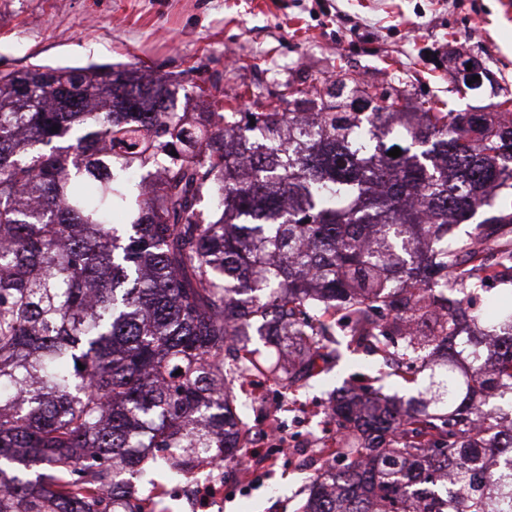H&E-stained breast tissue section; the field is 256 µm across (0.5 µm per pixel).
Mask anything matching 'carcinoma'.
<instances>
[{
    "label": "carcinoma",
    "instance_id": "cac0c4a2",
    "mask_svg": "<svg viewBox=\"0 0 512 512\" xmlns=\"http://www.w3.org/2000/svg\"><path fill=\"white\" fill-rule=\"evenodd\" d=\"M178 87L0 74V512H121L100 487L153 449L239 466L230 385L311 386L335 334L426 386L404 411L338 393L296 512H512V348L489 342L512 339V296L473 307L512 284V113L355 88L299 112L288 84L231 122L179 111ZM256 323L288 364L249 348Z\"/></svg>",
    "mask_w": 512,
    "mask_h": 512
}]
</instances>
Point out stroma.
Returning <instances> with one entry per match:
<instances>
[{"label": "stroma", "mask_w": 512, "mask_h": 512, "mask_svg": "<svg viewBox=\"0 0 512 512\" xmlns=\"http://www.w3.org/2000/svg\"><path fill=\"white\" fill-rule=\"evenodd\" d=\"M483 62L480 88H463L449 55ZM142 67L181 80L178 107L200 111L196 86L255 112L254 95L286 83L311 95L341 81L376 84L411 105L453 98L454 107L494 111L512 99V7L507 0H0V73L33 66ZM379 377L386 394L415 389L382 360L342 349L319 384L292 400L327 404L335 390ZM305 472L279 464L237 488L224 481V512H295Z\"/></svg>", "instance_id": "stroma-1"}]
</instances>
